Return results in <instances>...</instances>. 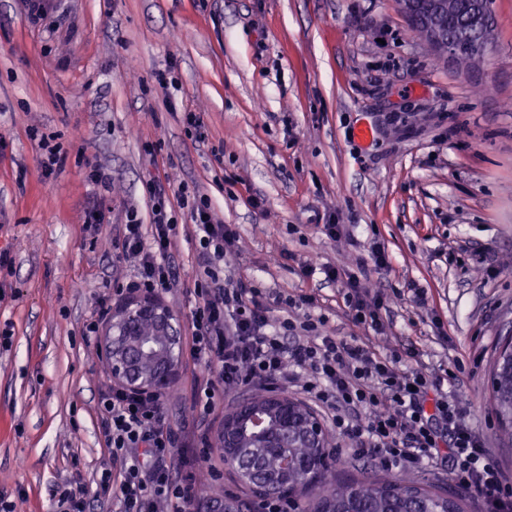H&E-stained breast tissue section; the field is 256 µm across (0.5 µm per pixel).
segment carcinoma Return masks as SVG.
<instances>
[{
	"label": "carcinoma",
	"mask_w": 512,
	"mask_h": 512,
	"mask_svg": "<svg viewBox=\"0 0 512 512\" xmlns=\"http://www.w3.org/2000/svg\"><path fill=\"white\" fill-rule=\"evenodd\" d=\"M441 23L452 39L476 36L467 0H447L438 17L425 16L412 29L427 37L428 28ZM492 396L502 436L512 442V341L504 344L492 372ZM283 453L304 463H314V450L290 444ZM332 455L325 457L320 474L312 482H288V496L308 489L317 490L311 512H468L469 498L457 491L424 485L411 477L391 478L372 474L362 478L333 475Z\"/></svg>",
	"instance_id": "carcinoma-1"
}]
</instances>
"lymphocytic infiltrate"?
<instances>
[{"label": "lymphocytic infiltrate", "mask_w": 512, "mask_h": 512, "mask_svg": "<svg viewBox=\"0 0 512 512\" xmlns=\"http://www.w3.org/2000/svg\"><path fill=\"white\" fill-rule=\"evenodd\" d=\"M147 192L150 224L128 210L116 241L120 254L138 261L127 292L146 296L177 278V220L170 199L187 190L152 180ZM187 215L199 236L190 346L199 364L192 405L200 418L214 414L228 392L291 383L322 409L338 434L357 440L358 454L371 456L381 468L415 467L447 449L457 486L475 490L487 512H512V481L488 460L481 437L469 426L463 392L448 394L441 378L403 366L399 356H376L357 338L327 334L325 317L313 313L315 297L272 298L248 282L225 284L221 265L235 248L234 225L223 223L203 196L188 204ZM318 272L342 286L354 323L382 329L383 299L370 296L345 269L306 268L307 275ZM162 409V395L151 391L115 385L102 390L100 423L110 455L98 486L111 496L114 512H188V490L198 472L215 468L212 444L203 435L186 442L183 457H173L174 438Z\"/></svg>", "instance_id": "f902f5d3"}]
</instances>
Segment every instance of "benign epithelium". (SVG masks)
<instances>
[{"mask_svg":"<svg viewBox=\"0 0 512 512\" xmlns=\"http://www.w3.org/2000/svg\"><path fill=\"white\" fill-rule=\"evenodd\" d=\"M493 26L484 22L475 40L463 48L436 27L429 30L430 41L460 63L483 59L492 43ZM149 321L162 345L149 348L140 336V325ZM100 349L112 368V378L123 387L164 391L171 383L181 360L180 320L155 297L132 299L112 312L100 338ZM301 437L313 447H324L325 428L310 410L288 395L268 391L260 401L247 398L224 415L215 441L225 462L232 464L239 481L250 484L256 497L273 498L288 484V475L299 468L279 457L271 468L272 456L265 448H285L288 435ZM193 512H235L227 501L211 498L194 504Z\"/></svg>","mask_w":512,"mask_h":512,"instance_id":"benign-epithelium-1","label":"benign epithelium"}]
</instances>
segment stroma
Returning a JSON list of instances; mask_svg holds the SVG:
<instances>
[{
  "mask_svg": "<svg viewBox=\"0 0 512 512\" xmlns=\"http://www.w3.org/2000/svg\"><path fill=\"white\" fill-rule=\"evenodd\" d=\"M45 3L35 25L22 0H0V252L11 261L0 272V493L16 512H52L65 480L88 512H111L95 491L112 373L84 329L101 295L123 303L112 290L137 269L112 244L128 209L147 215L152 179L207 197L235 225L225 282L315 296L328 333L429 374L456 369L471 425L511 478L491 386L512 335V0H493L491 49L468 65L437 58L398 0ZM159 71L177 88L160 87ZM402 112L405 127L392 122ZM34 127L62 136L67 161L49 178ZM95 166L109 190L89 182ZM92 208L105 216L95 233ZM331 213L351 235L322 232ZM194 235L179 219V281L159 294L185 339ZM374 242L388 255L381 271L368 260ZM306 263L347 269L386 296L383 333L353 323L340 285L305 276ZM195 374L183 355L165 391L171 424L192 417Z\"/></svg>",
  "mask_w": 512,
  "mask_h": 512,
  "instance_id": "1",
  "label": "stroma"
}]
</instances>
